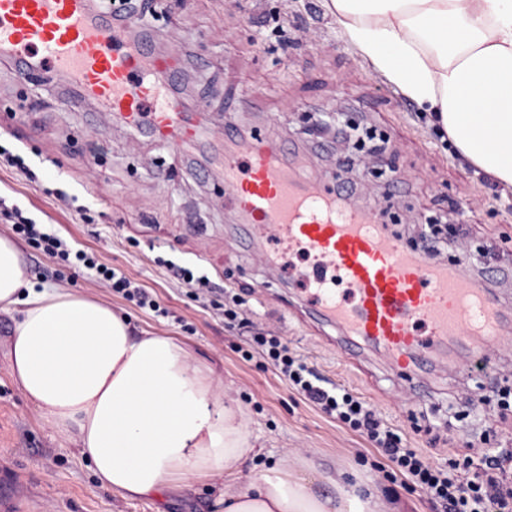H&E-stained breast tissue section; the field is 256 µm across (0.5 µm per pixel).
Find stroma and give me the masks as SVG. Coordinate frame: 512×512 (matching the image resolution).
<instances>
[{
  "label": "stroma",
  "instance_id": "obj_1",
  "mask_svg": "<svg viewBox=\"0 0 512 512\" xmlns=\"http://www.w3.org/2000/svg\"><path fill=\"white\" fill-rule=\"evenodd\" d=\"M151 49L178 56L173 90L183 112L212 133L170 153L148 132L102 111L50 74L20 76L0 57V198L26 209L74 248L94 251L148 288L167 316L142 310L99 287L82 267L57 268L51 256L22 246L37 288H63L105 301L135 328L173 336L216 369L215 389L238 400L260 453L244 473L289 464L321 476L347 473L376 488L388 512H437L420 489L402 487L367 441L296 394L262 358L244 359L237 327L217 305L236 297L265 329L328 381L363 397L381 419L447 466L449 438L483 437L485 452L506 459L512 482V340L490 341L489 370L469 347L450 343L447 371L434 365L408 377L383 354L351 360L343 336L316 321L287 279L251 250L247 226L228 203L221 168L223 127L283 144L304 176L352 186V200L372 214L401 209L395 233L417 236L415 219L440 217V259L467 257V272L512 314V187L476 172L442 140L426 115L374 75L339 35L325 0H159L140 23ZM332 109L378 127L392 178L371 179L339 162L350 143L336 123L311 126ZM17 154L27 167L6 157ZM76 196L70 210L57 191ZM199 264L218 286L210 302L193 296L155 263L159 254ZM10 315L0 313V471L26 512H216L221 478L195 482L191 493L129 502L99 488L92 465L68 437L41 419L10 377Z\"/></svg>",
  "mask_w": 512,
  "mask_h": 512
}]
</instances>
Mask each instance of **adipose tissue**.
Listing matches in <instances>:
<instances>
[{
    "instance_id": "adipose-tissue-1",
    "label": "adipose tissue",
    "mask_w": 512,
    "mask_h": 512,
    "mask_svg": "<svg viewBox=\"0 0 512 512\" xmlns=\"http://www.w3.org/2000/svg\"><path fill=\"white\" fill-rule=\"evenodd\" d=\"M342 37L375 74L447 133L458 156L512 186V0H329ZM0 312L14 320L10 375L126 500L234 477L256 454L245 416L214 391V369L183 341L134 334L110 305L36 290L17 244L0 235ZM319 495L283 466L220 490L224 512H384L370 492L331 482Z\"/></svg>"
}]
</instances>
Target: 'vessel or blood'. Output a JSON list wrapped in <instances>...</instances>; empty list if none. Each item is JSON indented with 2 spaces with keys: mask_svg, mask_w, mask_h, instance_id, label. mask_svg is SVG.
Wrapping results in <instances>:
<instances>
[{
  "mask_svg": "<svg viewBox=\"0 0 512 512\" xmlns=\"http://www.w3.org/2000/svg\"><path fill=\"white\" fill-rule=\"evenodd\" d=\"M130 21L100 20L91 0H0V50L78 83L106 112L151 114L176 147L197 130L165 88V57L136 46ZM224 186L256 233L264 264L307 265L298 282L306 305L357 345L384 352L401 371L451 341L483 359L487 341L512 328L489 292L456 267L424 258L347 199L341 184L299 177L283 149L260 138L226 147Z\"/></svg>",
  "mask_w": 512,
  "mask_h": 512,
  "instance_id": "vessel-or-blood-1",
  "label": "vessel or blood"
}]
</instances>
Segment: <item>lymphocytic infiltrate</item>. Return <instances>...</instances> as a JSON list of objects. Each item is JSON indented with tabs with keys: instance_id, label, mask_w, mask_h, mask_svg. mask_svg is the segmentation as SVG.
<instances>
[{
	"instance_id": "lymphocytic-infiltrate-1",
	"label": "lymphocytic infiltrate",
	"mask_w": 512,
	"mask_h": 512,
	"mask_svg": "<svg viewBox=\"0 0 512 512\" xmlns=\"http://www.w3.org/2000/svg\"><path fill=\"white\" fill-rule=\"evenodd\" d=\"M0 217L11 226L12 232L31 248L54 257L63 266H81L92 271L96 281L112 293L121 295L136 307L160 312L153 294L121 270L102 263L95 253L72 248L48 225L25 216L20 207H7L0 202ZM228 324L249 328L245 359L260 356L279 376L304 399L323 413L362 434L371 447L381 451L393 470L406 481L423 490L438 506L439 512H505L508 503L496 477L501 462L497 456L472 449L463 458L464 464L480 461L482 478L468 479L444 470L432 463L417 448L408 447L403 437L386 426L377 411L360 396L340 388L319 376L298 354L290 350L279 335L252 325L242 317L237 306L224 308Z\"/></svg>"
}]
</instances>
